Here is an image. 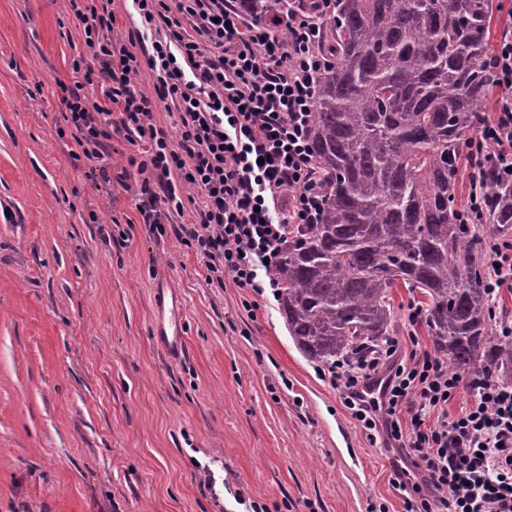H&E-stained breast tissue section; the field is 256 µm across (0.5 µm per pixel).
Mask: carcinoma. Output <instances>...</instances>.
<instances>
[{
    "label": "carcinoma",
    "instance_id": "cac0c4a2",
    "mask_svg": "<svg viewBox=\"0 0 512 512\" xmlns=\"http://www.w3.org/2000/svg\"><path fill=\"white\" fill-rule=\"evenodd\" d=\"M241 2L272 22L288 10V0ZM334 7L309 135L322 217L288 242L274 272L288 334L313 362H361L398 335L390 293L401 284L426 297L422 323L450 369L512 382V340L493 336L483 230L455 208L463 148L495 88L483 65L492 0ZM482 176L489 223L512 227V183Z\"/></svg>",
    "mask_w": 512,
    "mask_h": 512
}]
</instances>
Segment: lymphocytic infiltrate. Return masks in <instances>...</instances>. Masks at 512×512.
<instances>
[{"label": "lymphocytic infiltrate", "mask_w": 512, "mask_h": 512, "mask_svg": "<svg viewBox=\"0 0 512 512\" xmlns=\"http://www.w3.org/2000/svg\"><path fill=\"white\" fill-rule=\"evenodd\" d=\"M141 26L117 33L110 5L70 0L88 50L73 61L86 84L104 79L106 105L71 91L63 95L73 139L87 160H101L113 129L141 148L138 210L165 234L171 212H182L175 182L201 196L197 219L175 227L199 256L207 279H232L264 295L288 233L315 224L323 185L309 148L316 76L327 61L317 50L323 11L289 9L285 26L246 20L234 0H130ZM501 91L493 117L467 141L469 159H483L512 182V34L486 60ZM153 93L139 86L142 69ZM179 114L169 144L158 128L159 103ZM486 286L512 292V239L494 238L486 254ZM326 373L343 405L392 456L391 484L403 512H512V383H463L438 354L405 350L388 339L362 364L343 362ZM383 378L381 397L371 381ZM473 402L458 415L448 405L462 386Z\"/></svg>", "instance_id": "f902f5d3"}]
</instances>
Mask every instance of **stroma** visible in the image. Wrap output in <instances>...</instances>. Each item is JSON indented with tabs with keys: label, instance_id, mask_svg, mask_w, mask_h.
I'll return each mask as SVG.
<instances>
[{
	"label": "stroma",
	"instance_id": "stroma-1",
	"mask_svg": "<svg viewBox=\"0 0 512 512\" xmlns=\"http://www.w3.org/2000/svg\"><path fill=\"white\" fill-rule=\"evenodd\" d=\"M83 45L69 0H0V512H402L390 455L274 296L208 284L150 233L139 147L113 133L107 184L73 162L58 85ZM161 286L184 322L173 357Z\"/></svg>",
	"mask_w": 512,
	"mask_h": 512
}]
</instances>
